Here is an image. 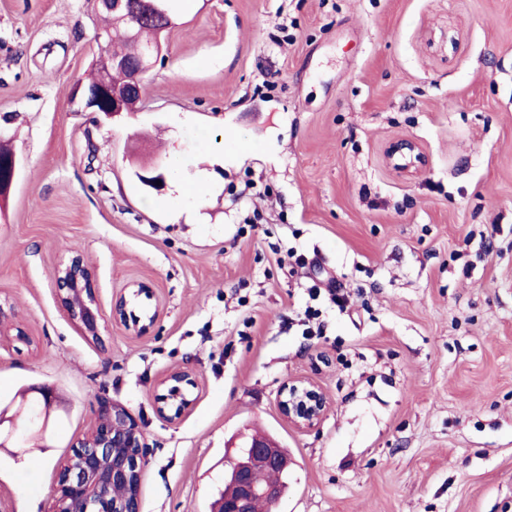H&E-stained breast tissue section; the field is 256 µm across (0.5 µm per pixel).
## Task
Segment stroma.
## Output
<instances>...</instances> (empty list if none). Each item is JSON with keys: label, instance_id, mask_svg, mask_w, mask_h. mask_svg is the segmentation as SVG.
Masks as SVG:
<instances>
[{"label": "stroma", "instance_id": "35a3bbf8", "mask_svg": "<svg viewBox=\"0 0 512 512\" xmlns=\"http://www.w3.org/2000/svg\"><path fill=\"white\" fill-rule=\"evenodd\" d=\"M170 14L137 111L108 119L75 94L100 54L95 0H0V140L21 161L0 198V297L29 336L0 341V404L52 400L41 439L0 447V512H48L101 395L147 438L142 512H211L257 432L290 459L275 512H512V0ZM396 139L425 154L417 175L388 158ZM134 152L165 166L162 191ZM251 179L269 196L249 226L229 190ZM73 255L106 314L146 288L130 303L155 316L145 336L107 318L99 341L80 333L53 281ZM312 278L352 304L308 339ZM176 369L195 385L170 423L155 402ZM295 378L328 398L310 430L279 411Z\"/></svg>", "mask_w": 512, "mask_h": 512}]
</instances>
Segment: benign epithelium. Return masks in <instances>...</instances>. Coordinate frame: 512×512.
Masks as SVG:
<instances>
[{"label": "benign epithelium", "instance_id": "7a95c632", "mask_svg": "<svg viewBox=\"0 0 512 512\" xmlns=\"http://www.w3.org/2000/svg\"><path fill=\"white\" fill-rule=\"evenodd\" d=\"M97 3L100 11L126 21L138 14L134 0H97ZM147 13L156 19V39L151 45V53L157 57L162 51L161 36L171 27V20L168 12L151 0L147 3ZM96 68L101 79L83 89L85 105L94 112L114 118L123 113L128 98L141 92L146 67L112 50L99 57ZM114 68H123L127 73L125 83L115 88L109 80ZM388 153L397 168L409 175L420 172L426 164L419 146L407 139L391 142ZM161 168L158 162L143 165L138 172L142 183L161 189L157 185V182L164 181ZM17 173L15 154L0 158V193L10 190ZM54 281L57 297L70 319L83 335L99 339L103 312L92 273L82 257L74 255L60 263ZM153 322L154 317L149 316L143 323L141 317L127 310V300L123 296L112 305V323L136 336L146 334ZM165 381H171L173 385L156 397V412L161 418L174 423L191 405L183 386L194 385V380L190 372L177 370L170 373ZM278 404L289 424L299 429H311L323 419L328 399L316 383L296 378L282 384ZM96 412L95 425L77 442L73 454L60 469L52 512H141L140 493H128L119 498L115 490L129 487L136 477H144L148 465V444L143 429L126 406L112 401L110 397L97 398ZM118 448H125L127 452L118 454ZM282 465L283 457L276 446L263 436H252L225 469L224 479L233 485L234 493L220 497L215 512H254L259 500L271 508L275 507L281 501L285 487L279 483L260 486L255 481V474Z\"/></svg>", "mask_w": 512, "mask_h": 512}]
</instances>
